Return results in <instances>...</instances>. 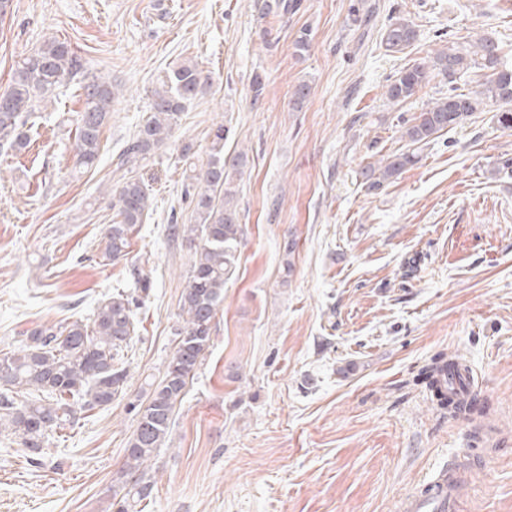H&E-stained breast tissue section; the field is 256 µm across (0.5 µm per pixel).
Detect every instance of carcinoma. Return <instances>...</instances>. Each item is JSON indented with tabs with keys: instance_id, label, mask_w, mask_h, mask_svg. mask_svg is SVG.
Segmentation results:
<instances>
[{
	"instance_id": "obj_1",
	"label": "carcinoma",
	"mask_w": 512,
	"mask_h": 512,
	"mask_svg": "<svg viewBox=\"0 0 512 512\" xmlns=\"http://www.w3.org/2000/svg\"><path fill=\"white\" fill-rule=\"evenodd\" d=\"M417 38L406 17L390 18L382 42L392 53H401ZM491 70L476 89L435 99L404 126L401 137L411 146L427 144L434 135L461 125L481 112L488 102L501 107L498 125L512 131V66L501 61L498 43L484 36L469 48L444 45L430 63L407 65L385 86L392 104L412 99L434 70L448 81L475 64ZM75 81L82 90L83 108L78 115L76 165L93 166L100 155L101 132L112 111L117 89L108 77L89 74L85 61L67 41L45 39L38 49L16 66L7 90L0 93V150H17L27 144V124L37 107L57 96V90ZM211 84L210 75L192 61H183L166 72L152 91L150 115L133 141L119 155L112 189V208L117 221L105 225L100 262L108 264L129 255L130 235L150 210L151 194L138 170L172 137L180 115ZM224 125L212 132L205 165L192 170L188 193L193 224H170L168 235L182 238L193 250L194 260L181 298L174 348L161 381L147 403H133L137 427L129 438L120 481L112 490V512H133L152 496L154 481L150 463L165 447L173 415L185 396L209 347L213 320L224 302V285L235 263L243 236L239 222L236 181L246 166V153L224 154ZM415 152L392 154L385 164H368L361 172L367 189L379 190L405 168L416 163ZM134 298L116 291L97 305L90 322L75 320L65 325H41L32 329L19 347L0 352V433L21 439L35 464H42L49 439L75 423L76 408L107 406L125 389L127 371L120 353L129 347L136 324ZM460 361L443 353L422 366L417 379L425 384L440 406L455 414H469L472 404L453 400L438 385L441 373L459 370Z\"/></svg>"
}]
</instances>
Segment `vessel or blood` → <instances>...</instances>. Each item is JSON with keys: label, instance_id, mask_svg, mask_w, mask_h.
<instances>
[{"label": "vessel or blood", "instance_id": "vessel-or-blood-1", "mask_svg": "<svg viewBox=\"0 0 512 512\" xmlns=\"http://www.w3.org/2000/svg\"><path fill=\"white\" fill-rule=\"evenodd\" d=\"M467 478V466L449 465L403 496L398 512H462L460 488Z\"/></svg>", "mask_w": 512, "mask_h": 512}]
</instances>
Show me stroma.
<instances>
[{
    "label": "stroma",
    "instance_id": "35a3bbf8",
    "mask_svg": "<svg viewBox=\"0 0 512 512\" xmlns=\"http://www.w3.org/2000/svg\"><path fill=\"white\" fill-rule=\"evenodd\" d=\"M13 0L0 21V91L47 37L68 41L120 89L96 166L76 169V83L41 109L27 146L0 152V349L43 323L87 319L114 289L136 301L125 390L78 411L52 438L45 465L0 435V512H107L137 426L130 403L158 382L174 348L193 252L169 237L192 223L184 189L224 125L226 152H245L244 229L202 364L153 460L143 512H397L399 499L453 462L477 471L464 512H512V131L494 107L436 134L419 160L378 191L363 166L406 150L404 123L484 72L431 75L390 104L389 78L444 44L492 38L512 63V0ZM416 41L386 51L390 17ZM308 32L307 52L294 42ZM190 60L213 76L172 138L141 171L153 210L126 259L99 263L113 223L118 155L147 118L160 75ZM262 74L261 98L251 79ZM311 95L289 101L299 82ZM295 241L285 253L287 241ZM150 286L136 288L133 269ZM472 369L478 412L435 409L419 369L438 353Z\"/></svg>",
    "mask_w": 512,
    "mask_h": 512
}]
</instances>
